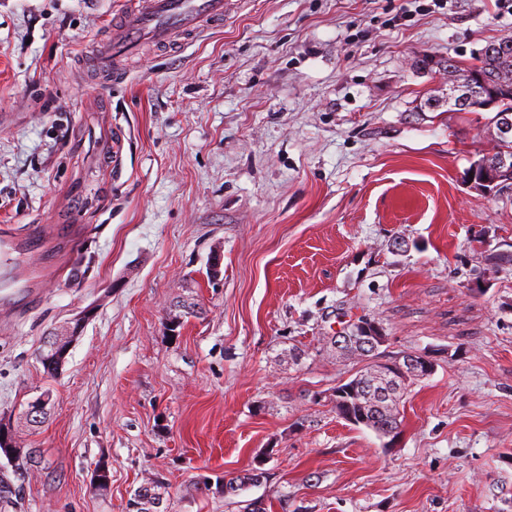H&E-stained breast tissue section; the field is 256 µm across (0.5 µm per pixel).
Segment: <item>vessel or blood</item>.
Instances as JSON below:
<instances>
[{"label": "vessel or blood", "mask_w": 512, "mask_h": 512, "mask_svg": "<svg viewBox=\"0 0 512 512\" xmlns=\"http://www.w3.org/2000/svg\"><path fill=\"white\" fill-rule=\"evenodd\" d=\"M225 10V0H136L107 32L86 65L97 74H112L118 60L144 43L168 44L175 34H189L202 23L222 21Z\"/></svg>", "instance_id": "b4317fda"}]
</instances>
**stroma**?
I'll use <instances>...</instances> for the list:
<instances>
[{"label":"stroma","instance_id":"stroma-1","mask_svg":"<svg viewBox=\"0 0 512 512\" xmlns=\"http://www.w3.org/2000/svg\"><path fill=\"white\" fill-rule=\"evenodd\" d=\"M129 2L0 0V226L21 244L0 259V418L41 453L15 512H128L151 479L160 512H497L512 265L488 257L512 252V191L468 177L496 150L492 111H448L447 70L414 61L473 63L512 13L229 0L223 23L96 78L84 60ZM16 263L44 287L11 282ZM82 315L46 374L44 336ZM354 316L387 356L434 363L392 440L336 414L362 363L331 338Z\"/></svg>","mask_w":512,"mask_h":512}]
</instances>
